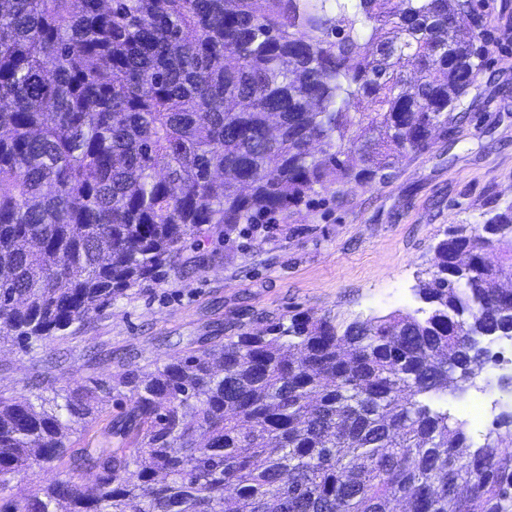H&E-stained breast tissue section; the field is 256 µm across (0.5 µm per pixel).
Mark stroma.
I'll list each match as a JSON object with an SVG mask.
<instances>
[{"instance_id": "35a3bbf8", "label": "stroma", "mask_w": 512, "mask_h": 512, "mask_svg": "<svg viewBox=\"0 0 512 512\" xmlns=\"http://www.w3.org/2000/svg\"><path fill=\"white\" fill-rule=\"evenodd\" d=\"M489 3L493 43L468 95L473 107L425 151L403 154L384 181L317 189L308 204L233 241L210 225L158 278L64 335L25 351L5 341L0 397L115 384L99 419L68 437L74 448H96L130 407L128 374L296 315L343 326L418 308L414 288L433 245L453 226L481 233L489 212L512 202V0Z\"/></svg>"}]
</instances>
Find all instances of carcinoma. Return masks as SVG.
<instances>
[{"label": "carcinoma", "mask_w": 512, "mask_h": 512, "mask_svg": "<svg viewBox=\"0 0 512 512\" xmlns=\"http://www.w3.org/2000/svg\"><path fill=\"white\" fill-rule=\"evenodd\" d=\"M488 0H0V341L29 347L156 278L208 224L371 183L486 63ZM367 101L366 112L356 110ZM223 181L215 185L213 177ZM434 246L425 306L245 332L123 381V448L0 512H512V416L474 446L434 401L512 336V204ZM471 254L462 277L452 251ZM112 386L0 399V492L52 467ZM235 490L233 508L224 491Z\"/></svg>", "instance_id": "1"}]
</instances>
